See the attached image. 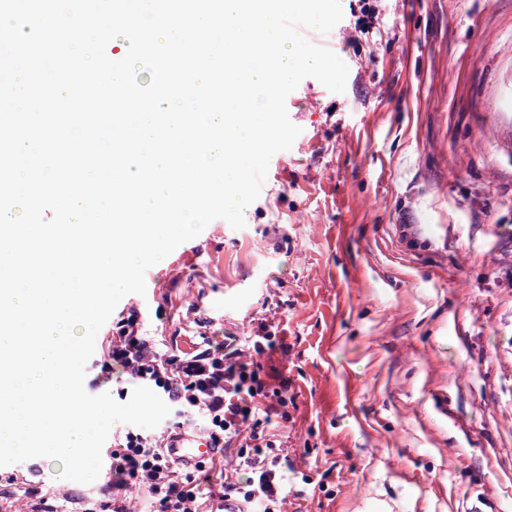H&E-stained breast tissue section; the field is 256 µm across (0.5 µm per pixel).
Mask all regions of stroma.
Returning <instances> with one entry per match:
<instances>
[{
  "label": "stroma",
  "mask_w": 512,
  "mask_h": 512,
  "mask_svg": "<svg viewBox=\"0 0 512 512\" xmlns=\"http://www.w3.org/2000/svg\"><path fill=\"white\" fill-rule=\"evenodd\" d=\"M341 4L310 41L344 92L303 79L244 227L210 222L98 335L132 308L162 351L267 325L287 512H512V0ZM62 469L1 466L0 506L27 512L20 483L59 512L101 500L107 472Z\"/></svg>",
  "instance_id": "obj_1"
}]
</instances>
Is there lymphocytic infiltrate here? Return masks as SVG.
Listing matches in <instances>:
<instances>
[{
    "mask_svg": "<svg viewBox=\"0 0 512 512\" xmlns=\"http://www.w3.org/2000/svg\"><path fill=\"white\" fill-rule=\"evenodd\" d=\"M263 333L238 341L199 342L189 351L158 352L136 313L120 320L103 348L102 367L127 375L175 408L164 436L203 426L220 450L235 449L231 467L218 477L196 478L178 466L164 436L127 429L110 454L106 512H128L132 495H144L151 512H202L203 505L233 500L238 512H283L287 501L288 451L270 430L287 419V383L272 387L259 360L270 341Z\"/></svg>",
    "mask_w": 512,
    "mask_h": 512,
    "instance_id": "f902f5d3",
    "label": "lymphocytic infiltrate"
}]
</instances>
